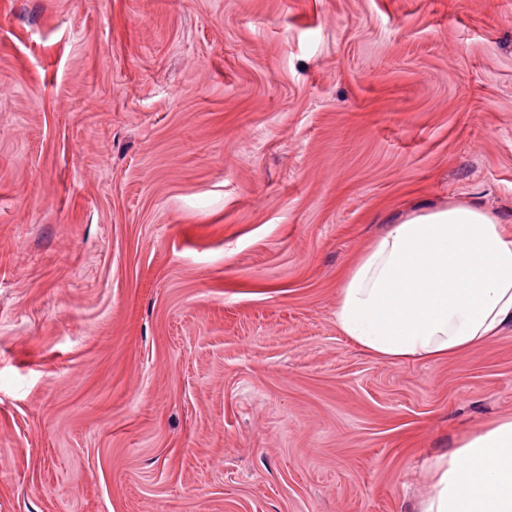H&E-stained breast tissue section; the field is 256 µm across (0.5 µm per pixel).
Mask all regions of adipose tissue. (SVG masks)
Wrapping results in <instances>:
<instances>
[{
    "mask_svg": "<svg viewBox=\"0 0 512 512\" xmlns=\"http://www.w3.org/2000/svg\"><path fill=\"white\" fill-rule=\"evenodd\" d=\"M340 331L382 361L442 360L512 330V226L468 200L418 207L341 279ZM421 512H512V417L438 456Z\"/></svg>",
    "mask_w": 512,
    "mask_h": 512,
    "instance_id": "obj_1",
    "label": "adipose tissue"
}]
</instances>
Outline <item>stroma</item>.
I'll use <instances>...</instances> for the list:
<instances>
[{
  "mask_svg": "<svg viewBox=\"0 0 512 512\" xmlns=\"http://www.w3.org/2000/svg\"><path fill=\"white\" fill-rule=\"evenodd\" d=\"M512 225V0H0V512H420L512 330L379 360L339 278Z\"/></svg>",
  "mask_w": 512,
  "mask_h": 512,
  "instance_id": "35a3bbf8",
  "label": "stroma"
}]
</instances>
